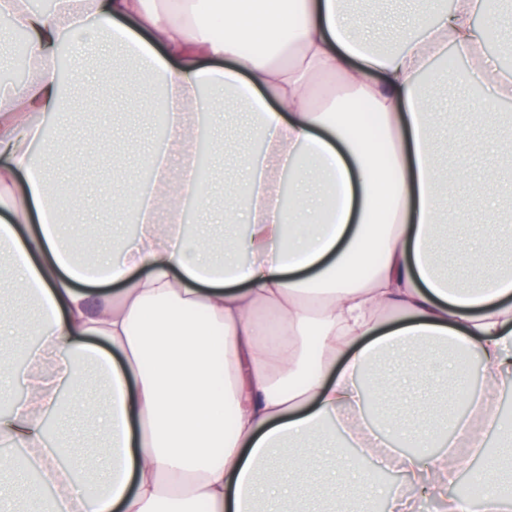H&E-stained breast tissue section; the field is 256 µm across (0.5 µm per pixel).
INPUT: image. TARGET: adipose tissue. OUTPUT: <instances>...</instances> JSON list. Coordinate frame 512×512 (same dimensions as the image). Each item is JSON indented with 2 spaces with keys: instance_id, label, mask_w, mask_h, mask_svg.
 Segmentation results:
<instances>
[{
  "instance_id": "1",
  "label": "adipose tissue",
  "mask_w": 512,
  "mask_h": 512,
  "mask_svg": "<svg viewBox=\"0 0 512 512\" xmlns=\"http://www.w3.org/2000/svg\"><path fill=\"white\" fill-rule=\"evenodd\" d=\"M203 0H0V16L25 32L29 74L0 83V246L9 282L39 308L32 346L14 344L22 319L0 304V442L26 450L0 471L33 474L52 493L37 512H296L303 490L339 489L376 499L371 479L329 469L341 442L400 472L443 512H512V438L497 406L512 384V274L486 249L494 224H472L499 182L487 159L479 176L439 171L426 98L466 59L470 87L457 107L481 113L512 100V67L489 55L496 32L512 45L499 0L430 5L397 29L398 46L375 53L371 17L342 0H233L213 25ZM131 50L169 115L164 146L143 163L149 187L112 194L116 215L134 212L133 238L110 257L64 240L52 141L42 118L65 110L78 81L62 82L67 48L99 40ZM342 75L344 98L367 103L382 136L360 114L336 119L335 98L315 104L316 81ZM232 93L254 118L258 154L224 184V223L244 233L215 262L194 214L209 205L193 149L209 141L215 95ZM474 179L462 205L475 244L455 276L433 246L447 198L437 183ZM455 351L456 384H469L465 413L439 420L432 407L393 421L368 373L375 357L414 359L423 344ZM107 386L93 409L107 450L90 455L52 439L46 420L83 396L85 368ZM485 382L470 385L472 371ZM23 376L25 395L10 384ZM470 436L471 448L456 443ZM297 443L294 453L282 452ZM488 461L484 501L463 510L449 495L464 457Z\"/></svg>"
}]
</instances>
